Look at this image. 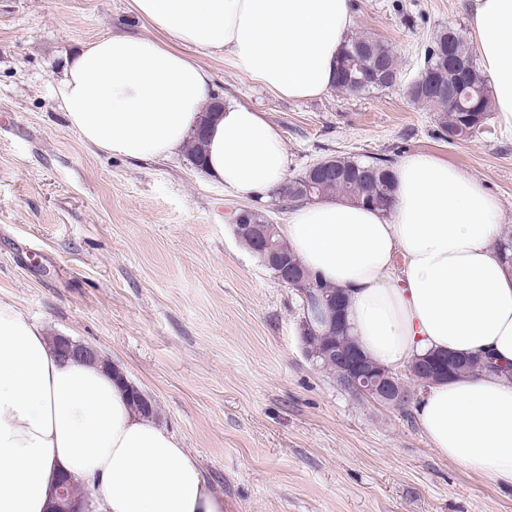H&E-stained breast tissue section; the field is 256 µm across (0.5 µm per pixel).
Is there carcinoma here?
I'll use <instances>...</instances> for the list:
<instances>
[{"label": "carcinoma", "mask_w": 512, "mask_h": 512, "mask_svg": "<svg viewBox=\"0 0 512 512\" xmlns=\"http://www.w3.org/2000/svg\"><path fill=\"white\" fill-rule=\"evenodd\" d=\"M450 36L453 37L458 58L462 63L458 71L448 69V61L442 62L439 57L431 54V49L448 40ZM425 58L435 78L450 84L458 83V98L446 102L438 101L432 98V93L426 85L407 93V97L415 104L432 107L438 112L442 139L448 142L474 140L481 133L488 119V112L491 111V89L469 46L455 29L442 28L430 38ZM382 67L389 76H400L397 56L385 43L368 34L353 36L345 41L336 61L334 89L349 95L378 90L379 70ZM336 168V176L316 183L312 190L313 197L344 194L376 208L384 209L390 206L394 185L389 161H361L355 156H338ZM308 183V172L305 171L299 177L284 183L279 195L285 199L297 197L304 192ZM266 221V215L254 209L247 211L241 224L235 225L236 235L245 248L252 249V239L249 232L244 230V225L261 224ZM274 240L289 264L296 269L306 270L302 261L280 235H275ZM349 344H356V339L348 334L343 325H326L319 328V334L307 339V349L312 360L332 372L336 371L332 352L338 345ZM486 372L499 374L509 380L512 378V365L501 367L489 359L476 357L462 358L456 367V374L459 377L476 376ZM130 396L135 410L148 416L153 414L154 404L149 396L135 386L130 388Z\"/></svg>", "instance_id": "cac0c4a2"}]
</instances>
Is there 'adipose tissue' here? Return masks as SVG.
<instances>
[{"label": "adipose tissue", "instance_id": "1", "mask_svg": "<svg viewBox=\"0 0 512 512\" xmlns=\"http://www.w3.org/2000/svg\"><path fill=\"white\" fill-rule=\"evenodd\" d=\"M168 35H111L72 54L60 108L85 143L164 158L196 130L212 81L202 58L229 55L275 94L326 93L352 24L348 0H131ZM469 21L495 109L512 127V0H471ZM279 131L231 102L207 131L204 171L226 190L263 195L285 178ZM382 211L332 196L295 208L280 232L321 281L350 295L361 349L398 369L431 350L512 364V275L494 248L501 205L430 154L395 168ZM405 266L394 270L395 255ZM444 459L512 484V385L498 375L438 382L415 407ZM90 489L95 512H224L173 434L135 413L103 365L61 360L42 326L0 301V512H47L59 472Z\"/></svg>", "mask_w": 512, "mask_h": 512}]
</instances>
